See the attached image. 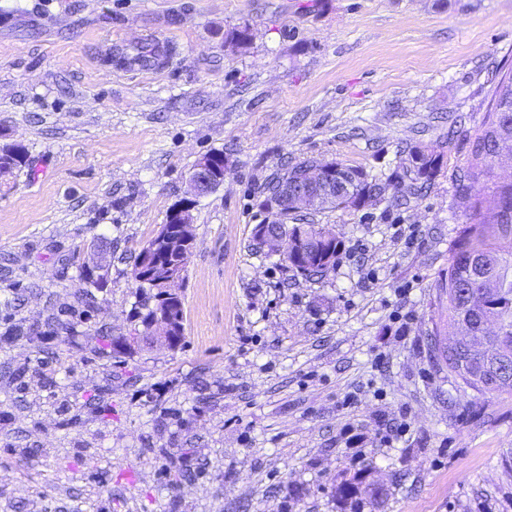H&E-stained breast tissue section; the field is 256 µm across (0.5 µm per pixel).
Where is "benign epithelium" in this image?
<instances>
[{
    "mask_svg": "<svg viewBox=\"0 0 512 512\" xmlns=\"http://www.w3.org/2000/svg\"><path fill=\"white\" fill-rule=\"evenodd\" d=\"M339 170L335 162H323L303 170L298 178L284 181L277 192V199L269 202V210L278 212L284 207L294 212L314 210L323 202L336 194L335 171ZM188 193L193 198H202L211 194L224 184V176L207 157H201L190 170L187 178ZM193 216L185 210L180 214L177 226L161 225L155 234L157 244L177 254H188L194 249V235L191 231ZM261 248L271 255L282 256L287 250L286 238L280 234H270L261 230L257 236ZM86 266L100 278H105L110 263L106 253L99 249L92 250L91 258Z\"/></svg>",
    "mask_w": 512,
    "mask_h": 512,
    "instance_id": "7a95c632",
    "label": "benign epithelium"
}]
</instances>
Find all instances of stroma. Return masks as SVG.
Here are the masks:
<instances>
[{
	"mask_svg": "<svg viewBox=\"0 0 512 512\" xmlns=\"http://www.w3.org/2000/svg\"><path fill=\"white\" fill-rule=\"evenodd\" d=\"M142 45L158 68L128 63ZM510 70L512 0H0V146L30 158L0 180V512H512V394L430 356L454 334L453 174ZM410 145L443 164L406 204L300 213L342 242L323 279L256 245L273 177L384 178ZM212 152L180 346L102 352L99 327L139 326L134 252ZM94 244L110 273L84 289ZM207 155L214 157V163L207 157H201L190 170L187 178L188 193L193 198L208 196L224 184V174L220 175V161L224 159L223 153L213 152ZM219 168V170L217 168Z\"/></svg>",
	"mask_w": 512,
	"mask_h": 512,
	"instance_id": "35a3bbf8",
	"label": "stroma"
}]
</instances>
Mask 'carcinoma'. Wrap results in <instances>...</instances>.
<instances>
[{
  "label": "carcinoma",
  "mask_w": 512,
  "mask_h": 512,
  "mask_svg": "<svg viewBox=\"0 0 512 512\" xmlns=\"http://www.w3.org/2000/svg\"><path fill=\"white\" fill-rule=\"evenodd\" d=\"M469 155L455 180L464 196L465 225L455 241L448 264V275L439 284L438 299L446 303L448 323L457 324L466 316H476L468 309L467 294L479 295L486 282L494 283L495 291L480 309L483 316L494 318L498 332L488 342L478 339L481 328L472 322L473 338L454 354L439 341L432 344L437 364L448 368L461 388L477 394L512 393V181L493 179L491 159L512 166V74L500 80L495 97L481 126L469 139ZM412 167L406 169L410 184L404 185L389 176L381 179L365 170L338 163L341 181L336 183L335 198L327 201L330 208L361 207L363 202L387 201L396 203L406 194L416 195L431 181L441 167V154L421 146L408 148ZM29 165L25 147L13 144L0 157V167L11 172ZM481 185L487 189L492 204L471 194ZM289 212L278 213L271 229L286 228L288 235L299 232L305 236L321 234L320 224H286ZM153 240L149 239L134 257L131 277L137 288H150L157 301L168 303L183 312L180 296L167 294L166 283L174 273V259L148 255ZM340 246L338 236L319 242L315 252L303 257L288 254V267L304 279H321L334 267Z\"/></svg>",
  "instance_id": "obj_1"
}]
</instances>
